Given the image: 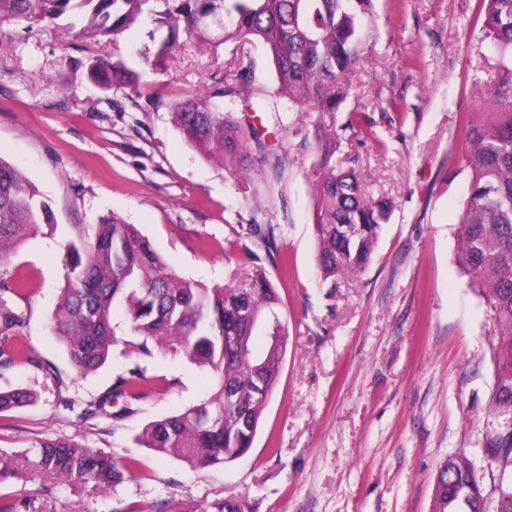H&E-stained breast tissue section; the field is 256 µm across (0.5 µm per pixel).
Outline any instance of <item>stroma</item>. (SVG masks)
I'll use <instances>...</instances> for the list:
<instances>
[{
	"instance_id": "1",
	"label": "stroma",
	"mask_w": 512,
	"mask_h": 512,
	"mask_svg": "<svg viewBox=\"0 0 512 512\" xmlns=\"http://www.w3.org/2000/svg\"><path fill=\"white\" fill-rule=\"evenodd\" d=\"M75 15L54 21L1 19L0 158L23 169L54 211L53 233L28 240L0 264V281L32 284L23 334L44 363L0 369V388L29 387L36 404L0 415V450L74 436L118 456H138L136 478L105 490L50 480L51 495L29 512H112L120 504L177 505L242 495L251 512H431L440 462L471 460L495 512L512 466L492 462L487 435L502 423L489 410L498 325L456 262L458 213L468 171L456 139L486 77L479 0H373V19L351 91L338 114L358 113L359 141L340 156L374 198L393 200L372 260L335 287L319 280L310 149L290 127L311 116L284 112V177L272 193L260 176L233 174L206 160L177 130L169 104L202 89L217 67L210 56L179 55L171 69L146 72L136 93L90 80L94 56L126 44L74 40ZM114 214L147 236L180 277L229 284L241 263L227 247L232 228L279 226L287 261L268 265L282 304L286 347L279 381L248 453L194 469L136 447L143 425L198 403L213 378L165 352L140 362L114 348L81 375L54 335L64 285L59 244L79 227ZM173 379L165 394L130 416L86 420L98 399L133 365Z\"/></svg>"
}]
</instances>
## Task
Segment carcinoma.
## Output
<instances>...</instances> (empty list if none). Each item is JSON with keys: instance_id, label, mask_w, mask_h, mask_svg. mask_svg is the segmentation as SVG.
Here are the masks:
<instances>
[{"instance_id": "1", "label": "carcinoma", "mask_w": 512, "mask_h": 512, "mask_svg": "<svg viewBox=\"0 0 512 512\" xmlns=\"http://www.w3.org/2000/svg\"><path fill=\"white\" fill-rule=\"evenodd\" d=\"M490 81L476 83L480 108L467 113L458 153L468 170L461 201L457 263L499 321L494 345L495 382L490 409L504 420L490 435L498 449L493 460L512 462V0H480ZM372 0H0V19L54 20L68 11L81 13L72 34L79 40L112 39L113 46L148 18L161 33L155 49L145 48L110 59L98 57L88 75L106 88L141 95L145 70L166 71L176 53L199 49L218 59L222 46L254 42L268 51L275 88L252 101L248 77L253 62L233 52L224 73L206 92L185 90L171 102L175 125L185 141L224 167L261 172L274 153L258 135L250 113L272 112L275 129L280 110L315 114L312 128L292 133L301 146H314L312 186L317 264L323 282L336 287L340 277L359 274L369 265L394 203L364 191L357 173L336 161L347 134L361 133L360 118L337 113L351 90L348 76L360 62L364 34L371 22ZM51 205L35 182L0 158V264L28 239L53 230ZM242 242L245 275L223 287L208 288L178 276L135 225L104 217L93 235L61 245L65 283L52 316V329L65 344L78 373L97 370L119 343L114 308L122 307L135 342L124 341L139 359L155 352L181 355L207 369L215 379L211 393L183 411L147 422L136 443L194 469L221 465L252 447L259 420L278 382L286 335L277 314L281 297L265 262H274L276 227L248 224L235 232ZM249 244H244V241ZM26 280L0 283V364L16 361L37 369L44 364L21 336L25 317L17 300H30ZM266 349L255 354L257 330ZM233 336V344L224 337ZM166 388V379L148 380L140 365L118 378L81 417L94 418L116 399L141 402ZM37 393L27 387L0 390V413L29 405ZM141 461L115 458L71 436L35 442L20 458L0 451V485L47 476L73 486L90 481L115 487L134 477ZM113 512H249L241 497L197 501L168 511L158 504L122 506ZM432 512H485V497L472 462L463 453L439 465Z\"/></svg>"}]
</instances>
